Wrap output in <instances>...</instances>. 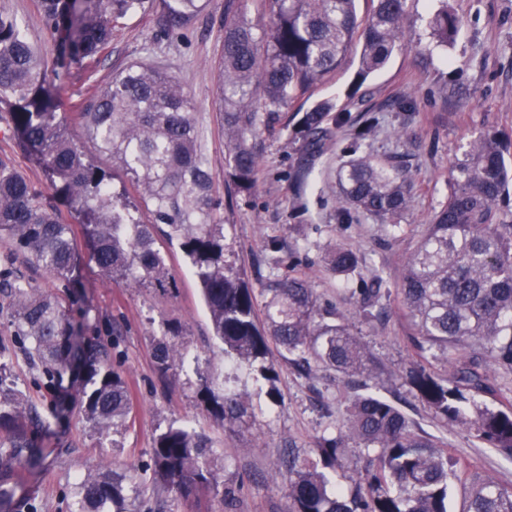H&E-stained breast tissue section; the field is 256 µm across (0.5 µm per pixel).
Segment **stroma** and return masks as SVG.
Wrapping results in <instances>:
<instances>
[{"label":"stroma","instance_id":"35a3bbf8","mask_svg":"<svg viewBox=\"0 0 512 512\" xmlns=\"http://www.w3.org/2000/svg\"><path fill=\"white\" fill-rule=\"evenodd\" d=\"M226 2L208 0L198 19L166 37L158 32L156 11L121 20L92 72L75 78L69 95L77 100L91 96L136 60L173 75L193 99L208 167L223 200L226 259L243 268L257 293L274 279L305 276L322 303L335 307L368 346L374 360L369 393L395 403L416 432L445 442L453 457L512 487V460L477 440L466 426L434 415L407 384L417 364L442 378L449 367L442 359L419 361L399 295L406 261L448 196V172L456 158L488 131L512 141V0H407L405 48L356 91L351 84L358 53L349 51L330 80L312 91V100H331L339 117L323 149L308 154L294 134L296 109L281 112L274 131L263 135L256 186L248 194L237 192L224 175L217 93ZM443 5L463 25L441 46L429 20ZM0 12L13 15L43 55H50L37 0H0ZM403 99L414 102L413 111L398 109ZM367 117L373 123L365 131L361 124ZM355 147L378 157L406 155L413 191L399 227L357 212L340 223L336 170ZM1 156L37 189L48 190L43 165L2 120ZM155 240L171 273L164 285L129 287L90 265L82 269L85 296L70 307L74 321L85 324L79 347H105L130 390L133 411L117 432H101L84 412L80 370L66 373L54 394L36 387V373L14 341L9 300L0 295V363L44 421L34 443L42 462L22 468L16 498L37 505L38 512H69L77 479L106 468L136 476L140 495L128 500L129 512H217L212 496L184 499L152 482L154 440L174 425L206 438L221 483L236 491V512H289L284 457L311 455L319 441L338 436L351 392L343 378L315 360L302 369L271 351L269 361L278 373L272 384L254 368L225 360L178 244L160 234ZM336 248L357 254L354 273L339 275L330 268L327 255ZM377 277L386 293L368 316L355 291L371 287ZM173 323L180 325L181 341L194 358L163 375L154 349ZM202 371L215 385L240 394L254 408V421L234 428L217 421L200 394ZM272 388L277 398L269 397Z\"/></svg>","mask_w":512,"mask_h":512}]
</instances>
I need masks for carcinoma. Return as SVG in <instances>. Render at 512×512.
I'll return each mask as SVG.
<instances>
[{"label":"carcinoma","instance_id":"carcinoma-1","mask_svg":"<svg viewBox=\"0 0 512 512\" xmlns=\"http://www.w3.org/2000/svg\"><path fill=\"white\" fill-rule=\"evenodd\" d=\"M362 19L356 0H231L224 10L219 110L226 148L225 175L236 189L256 183L262 134L279 113L302 104L311 88L328 80L346 53L359 48L351 92L403 47L407 0H374ZM45 34L53 44L46 59L16 19L0 13V111L20 142L36 153L50 179L53 196L64 199L89 229L90 261L103 274L124 283L163 284L169 279L155 248L152 225L166 227L179 241L199 282L213 336L238 364H259L263 379L275 382L265 364L270 344L305 368L315 359L346 377L362 376L367 388L370 353L340 321L320 305L308 281L288 276L263 289L265 327L258 324V300L244 274L224 259L223 201L201 144L193 102L171 75L147 61H134L110 84L81 103L86 139L112 159L123 174L99 164L74 137L60 111L62 86L88 68L112 42L114 28L127 15L154 7L153 0H37ZM204 9L202 0H163L158 24L170 33L188 25ZM441 44L461 20L441 7L430 21ZM334 105L319 101L298 121L295 134L318 152L336 121ZM507 147L483 134L467 145L449 171L447 200L411 254L400 288L411 320L415 353L454 362L446 381L417 372L409 383L437 416L470 428L480 441L512 459V402L490 383L488 369L512 374V214L500 208L512 186ZM341 221L351 211L399 227L412 186L397 156L357 155L336 171ZM0 238L15 244L23 262L54 276L64 292L36 288L10 267L0 270V293L11 300L14 336L53 389L69 368L67 350L74 329L66 308L84 287L82 259L71 225L50 198L37 190L7 159L0 158ZM331 268L354 272L358 256L338 248L328 254ZM359 307L376 306L379 288H357ZM178 326L157 343L155 360L166 374L183 356ZM82 403L102 431L118 429L132 411L131 395L108 353L96 348L85 358ZM201 391L212 414L234 426L254 418L238 395L215 392L204 374ZM491 396L496 405L482 401ZM34 416L8 383L0 365V506L15 498L22 453L38 462L33 448ZM374 451L350 493L333 486L327 470L342 466L348 439ZM317 459H288L289 512H448V493L459 485L466 494L461 512H512V489L458 465L445 443L417 434L393 403L368 393L347 407L346 431L325 438ZM153 476L189 498L209 489L227 507L234 490L219 488L210 449L194 432L170 426L160 433L152 454ZM127 477L108 469L89 471L74 487L70 512H126Z\"/></svg>","mask_w":512,"mask_h":512}]
</instances>
